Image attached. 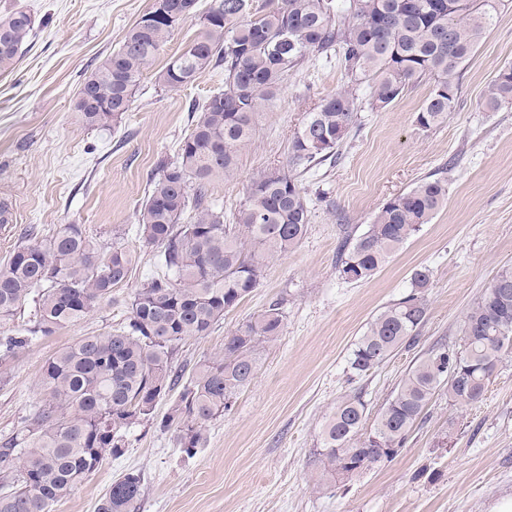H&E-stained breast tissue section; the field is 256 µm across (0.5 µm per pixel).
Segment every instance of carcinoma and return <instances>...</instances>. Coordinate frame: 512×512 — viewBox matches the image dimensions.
<instances>
[{"instance_id": "obj_1", "label": "carcinoma", "mask_w": 512, "mask_h": 512, "mask_svg": "<svg viewBox=\"0 0 512 512\" xmlns=\"http://www.w3.org/2000/svg\"><path fill=\"white\" fill-rule=\"evenodd\" d=\"M167 20L143 13L119 48L81 83L73 112L85 128L108 130L131 109L144 74L182 21L198 29L156 76L177 90L205 71H224V88L189 106L192 124L176 157L153 175L135 212L139 238L158 249L161 274L131 297L125 324L83 336L42 368L41 398L21 427L0 441V512H52L99 467L119 457L134 426L150 420L159 401L182 386L160 428L188 455L206 443L208 423L231 411L254 379L266 346L282 334L284 312L271 303L224 337V353L196 365L188 378L174 365L178 345L207 335L260 284L266 263L292 252L308 231L310 210L294 171L333 159L360 111L366 84L382 110L416 81L433 88L416 116L425 130L452 111L464 65L491 24L495 0H164ZM35 18L15 8L0 18V72L14 69ZM336 58L349 85L305 114L288 146V168H264L247 185L235 223L211 201V185L233 174L238 153L255 135L288 73L312 58ZM512 103V65L487 87L482 107ZM448 202V181L420 180L387 201L361 234L347 237L338 276L371 279ZM133 254L124 232L112 243L61 224L49 237L18 244L0 264V363L15 361L40 337L86 317L130 278ZM428 270L412 290L369 323L351 351L349 368L367 376L412 343L427 315ZM33 319L12 329L19 307ZM512 350V266H502L466 312L459 341L441 343L401 378L373 423L360 431L367 402L360 392L340 400L326 420L316 465L341 478L393 459L433 396L448 405L481 401L502 357ZM143 478L129 471L112 482L97 512H137Z\"/></svg>"}]
</instances>
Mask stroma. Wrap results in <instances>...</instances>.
Returning a JSON list of instances; mask_svg holds the SVG:
<instances>
[{"mask_svg":"<svg viewBox=\"0 0 512 512\" xmlns=\"http://www.w3.org/2000/svg\"><path fill=\"white\" fill-rule=\"evenodd\" d=\"M152 0H0V16L23 7L35 30L13 71L0 72V196L13 224L0 227V262L17 242L44 239L62 224H81L98 240L125 229L135 254L129 281L74 325L42 338L0 366V439L20 427L39 399L45 362L80 337L118 328L127 302L159 271L143 245L135 206L146 183L172 161L190 129V102L223 87L221 71L179 90L157 74L196 30L186 20L156 56L122 124L88 130L72 112L84 76L117 50ZM512 64V0H499L492 25L462 71L459 100L445 123L424 130L416 115L430 80L416 82L382 110L363 108L342 157L302 177L308 233L271 260L257 288L208 335L183 341L175 363L185 372L221 353L224 338L271 302L282 301L285 327L264 351L256 376L232 411L206 427L207 445L188 455L159 421L134 427L118 458L99 468L53 512H96L112 480L143 477L139 512H493L512 498V352L505 354L482 401L453 408L435 395L399 455L350 478L321 476L315 465L326 417L360 390L377 415L400 379L435 344L454 343L467 309L504 265H512V107L480 102L500 69ZM348 82L335 63L313 60L289 73L274 105L256 119L234 173L215 182L212 200L232 223L254 173L288 163V144L305 112ZM448 182V203L370 280L336 273L342 240L362 232L382 206L421 179ZM430 272L428 311L413 346L372 375L351 379L348 359L373 316L407 295L415 270Z\"/></svg>","mask_w":512,"mask_h":512,"instance_id":"obj_1","label":"stroma"}]
</instances>
